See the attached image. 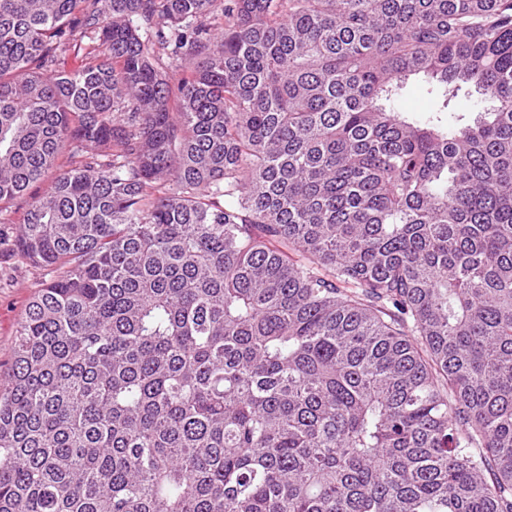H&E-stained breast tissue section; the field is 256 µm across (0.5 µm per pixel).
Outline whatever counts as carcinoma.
<instances>
[{
    "label": "carcinoma",
    "instance_id": "1",
    "mask_svg": "<svg viewBox=\"0 0 512 512\" xmlns=\"http://www.w3.org/2000/svg\"><path fill=\"white\" fill-rule=\"evenodd\" d=\"M45 181L0 512H512V0H0ZM431 103L418 83L410 82L404 89V96L398 104L401 112L423 113L430 109Z\"/></svg>",
    "mask_w": 512,
    "mask_h": 512
}]
</instances>
